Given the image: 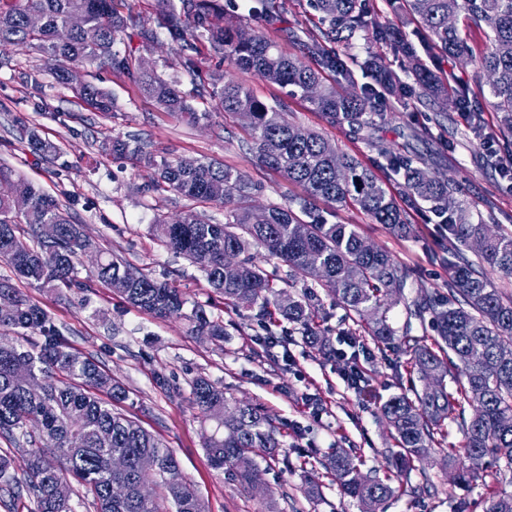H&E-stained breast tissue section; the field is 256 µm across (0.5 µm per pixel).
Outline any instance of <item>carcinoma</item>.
<instances>
[{"label":"carcinoma","mask_w":512,"mask_h":512,"mask_svg":"<svg viewBox=\"0 0 512 512\" xmlns=\"http://www.w3.org/2000/svg\"><path fill=\"white\" fill-rule=\"evenodd\" d=\"M405 11L425 31V47L448 60L467 58L486 71L490 94L500 112L499 134L504 155L512 156V0H405ZM312 7L328 24L326 37L346 41L356 32L373 28L391 51L403 58L409 81L400 82L379 70V87L365 86L361 93L338 96L320 84L318 72L332 71L345 81L353 73L342 67L336 54L319 41L303 45L312 65L279 51L262 34L248 39L224 24V14L213 0H156L155 25L123 15L114 0H0V52L15 46L33 51L43 68L97 112L113 110L112 97L92 81L69 82L76 67L108 69L118 75L138 72L136 52L149 51L157 30L185 51L182 76L192 91L181 90V76L156 71L139 76L141 89L169 112L197 124L207 118L190 102L208 97L222 112L248 118L250 140L246 150L256 161L277 170L303 186L306 195L273 204L262 210L250 206L256 184L230 166L194 158L169 160L158 157L140 142L130 145L121 138L99 142L105 155L131 154L151 174L148 187L166 188L188 200H207L224 205V223H214L188 211L169 222L159 217L153 235L161 245L183 256L203 274L209 288L232 308H257L267 314L275 305L302 334L315 336L312 326L314 300L309 290L300 297L286 295L270 283L257 254L278 259L300 281L309 271H322L318 284L325 288L377 345H396L409 353L412 373L431 387L391 396L381 407L391 429L396 450L388 459L386 479L360 480L356 453L340 446L329 456L328 467L343 493L357 500L362 512H381L397 487L393 479L412 471L435 453L445 428L456 425L463 439L457 448L446 449L445 461L457 467L455 484L474 477L466 461L480 454L512 470V294L492 285L487 270L512 278V233L487 234L486 225L469 222L456 197V185L430 176L413 165L405 153L389 155L387 167L402 175L404 205H399L386 184L354 155L328 152L327 140L290 119L288 102L256 98L244 85L224 82V73L213 71L200 78L198 43L206 40L209 55L226 58L244 71L290 89L313 104L331 123L360 134L380 112L381 98L389 93L400 100L412 99L439 108L448 100V81L424 65L414 46L393 24L381 25L366 0H311ZM42 19L39 30L28 27L29 15ZM82 15L84 25L70 31L67 40L56 37L71 18ZM485 28L489 46L475 54L466 30ZM135 31L138 51L117 48V37ZM460 108L477 129L480 109L469 106V92L457 93ZM20 139L46 160L59 154L55 142L43 137L34 125L19 126ZM0 178L10 180L16 192L29 200L19 211L13 200L0 194V261L17 280L32 288L59 296L77 283L80 258L88 251L99 255L91 275L118 293L130 305L158 317L181 313L184 301L179 289L140 271L128 277L132 265L106 251L85 236L67 206L43 192L31 181L0 168ZM348 205L366 213L373 223L383 224L396 236L411 232L406 210L428 205L448 232L444 262L448 266V296L424 291L406 304L407 313L427 319L435 336L431 341L411 335L410 326L397 330L389 322L391 306L404 300L410 272L388 254L364 248V237L353 224H336L314 208L312 200ZM57 225L53 243L44 242L39 225ZM475 259H470L468 254ZM190 332L214 339L224 337V322L198 308L189 316ZM36 334L19 348L8 333ZM66 327L57 324L31 296L9 281L0 280V436L32 446L22 465L0 456V494L27 496L30 512H74L72 482L92 498L96 512H206L204 500L184 476L174 452L145 430L120 405L129 391L112 379L91 356L75 352L66 338ZM44 386L40 397L31 395L26 379ZM192 404L203 421L212 425L204 442L211 467L226 471L243 487H250L258 469L256 458L279 455L281 441L271 417L250 403L232 400L224 387L205 376L191 382ZM475 408V413L466 412ZM128 457L129 467L112 471V455ZM151 456L157 464L155 482L160 493L150 500L135 491L139 462ZM123 481L130 493L114 501L109 489ZM482 512H512V493L492 491Z\"/></svg>","instance_id":"cac0c4a2"}]
</instances>
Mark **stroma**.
<instances>
[{"label":"stroma","instance_id":"35a3bbf8","mask_svg":"<svg viewBox=\"0 0 512 512\" xmlns=\"http://www.w3.org/2000/svg\"><path fill=\"white\" fill-rule=\"evenodd\" d=\"M217 2L224 9L225 21L234 28L262 32L290 55L301 53L289 37L291 31L306 40L323 37L325 26L309 0H276V8L263 15L250 13L252 0ZM335 49L353 71L354 83L337 81L329 72L320 78L323 85L336 87L341 94L359 92L369 83L366 62L372 53L382 55L389 71L402 72L400 59L387 52L373 32H357ZM5 59L0 65V166L33 181L51 196L69 195L76 222L102 248L126 257L158 280L175 284L187 306H203L211 318L223 321L225 335L220 341L193 336L183 317L155 318L131 307L111 289L89 279L91 261L87 258L79 268L85 287L71 289L64 300L34 288L30 296L57 324L66 326V337L74 348L93 356L124 383L129 390L124 412L175 451L208 512H360L357 501L343 496L325 467L326 459L335 447L352 448L362 475L384 477L395 441L380 416V407L410 385L403 349L372 348V357L364 364V392L358 395L348 390L340 373L356 350L341 347L339 338L349 333L369 346L363 327L324 292L316 305L321 336L315 346L306 342L297 325L282 317L263 323L256 310L227 307L211 295L197 268L161 246L152 232L155 217L173 218L189 210L223 220V205L151 190L149 173L134 158L103 155L98 144L107 135H130L169 158H198L236 168L256 183L252 205L257 209L303 195V188L278 171L260 167L245 149L246 124L214 110L211 101L194 99V106L207 112L208 118L192 125L146 97L135 79L102 71L97 82L114 99L113 113L104 115L41 71L30 49L10 48ZM198 64L205 74L223 70L225 81L244 83L261 100L287 99L296 124L321 133L337 149L375 169L378 176L387 178L393 196L401 195L403 181L389 177L382 150L417 152L429 172L459 187V197L473 219L483 220L495 232L512 231V181L488 164L489 156L499 149L497 142L481 139L482 133L497 129L499 115L489 95L488 78L474 65L445 60L440 71L461 77L471 95L477 96L483 109L481 132L470 128L455 104H448L439 115L424 107L412 111L389 96L376 126L354 137L328 122L311 103L288 98L286 89L241 72L230 61L204 53ZM20 119L37 124L43 136L58 144L57 160H44L21 143L16 132ZM408 219L414 232L400 237L356 208H337L335 217L336 223L356 225L374 247L407 268L416 285L431 293L447 292L448 269L437 260L448 245L446 231L427 210L410 212ZM266 330L277 336L289 333V347L265 351L258 338ZM340 347L345 357L337 356ZM287 351L292 354L288 361L283 358ZM158 373L169 378L171 389L156 384ZM200 374L219 382L228 397L259 405L276 418L282 448L276 459L260 461V487L245 489L208 464L203 449L207 427L190 399V382ZM305 393L323 408L321 419H314L302 405L300 397ZM309 472L320 483V493L314 497L305 492L304 476ZM492 472V466H485L468 484L457 486L453 468L434 461L424 470L401 477L407 490L390 499L384 512H482L491 489L512 491L511 470L496 473L497 482L491 487L487 476Z\"/></svg>","mask_w":512,"mask_h":512}]
</instances>
